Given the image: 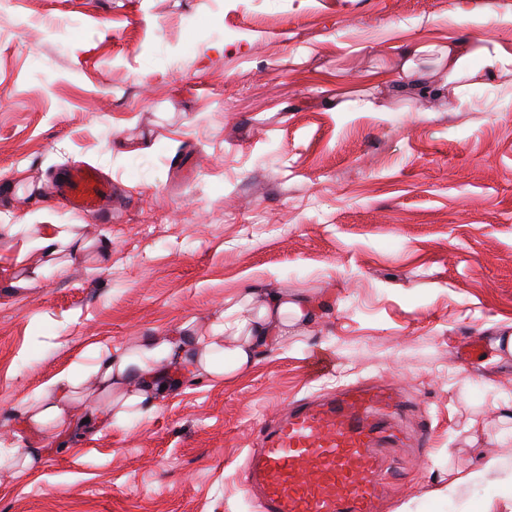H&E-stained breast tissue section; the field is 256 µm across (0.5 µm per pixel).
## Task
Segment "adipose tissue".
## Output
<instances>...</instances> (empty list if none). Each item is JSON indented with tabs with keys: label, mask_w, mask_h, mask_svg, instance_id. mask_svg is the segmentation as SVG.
<instances>
[{
	"label": "adipose tissue",
	"mask_w": 512,
	"mask_h": 512,
	"mask_svg": "<svg viewBox=\"0 0 512 512\" xmlns=\"http://www.w3.org/2000/svg\"><path fill=\"white\" fill-rule=\"evenodd\" d=\"M448 62L447 81L464 93L469 81L495 79L512 71V53L481 45L476 36H452L440 49ZM318 309L314 299L284 288H249L225 299L224 310L208 334L185 324L131 350L100 348L92 373L100 393L110 400V414L83 417L73 404L83 384L81 368L61 371L22 404V425L35 435L62 442L74 427L126 426L132 417L152 413L156 403L184 380L199 377L227 382L251 369L270 350L286 347L298 328L310 324Z\"/></svg>",
	"instance_id": "ef3b65f1"
}]
</instances>
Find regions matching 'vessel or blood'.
I'll return each mask as SVG.
<instances>
[{"label":"vessel or blood","instance_id":"1","mask_svg":"<svg viewBox=\"0 0 512 512\" xmlns=\"http://www.w3.org/2000/svg\"><path fill=\"white\" fill-rule=\"evenodd\" d=\"M81 214L105 220L112 195L103 173L75 166L58 189ZM404 408L389 386H354L293 403L259 431L245 459L261 512H377L396 469L386 456Z\"/></svg>","mask_w":512,"mask_h":512}]
</instances>
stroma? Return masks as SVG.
I'll list each match as a JSON object with an SVG mask.
<instances>
[{
	"instance_id": "1",
	"label": "stroma",
	"mask_w": 512,
	"mask_h": 512,
	"mask_svg": "<svg viewBox=\"0 0 512 512\" xmlns=\"http://www.w3.org/2000/svg\"><path fill=\"white\" fill-rule=\"evenodd\" d=\"M509 15L512 0H0L1 440L98 347L208 332L247 288L320 305L233 383L183 382L62 447L21 434L43 456L24 478L0 469V512H259L243 469L261 426L362 383L393 384L405 427L431 428L429 447L396 449L380 512H512L510 444L471 451L496 473L432 494L469 420L512 406V360L470 355L512 323V83L454 94L428 50L460 33L511 50ZM80 162L111 183L106 222L56 195ZM55 224L83 249L24 251Z\"/></svg>"
}]
</instances>
